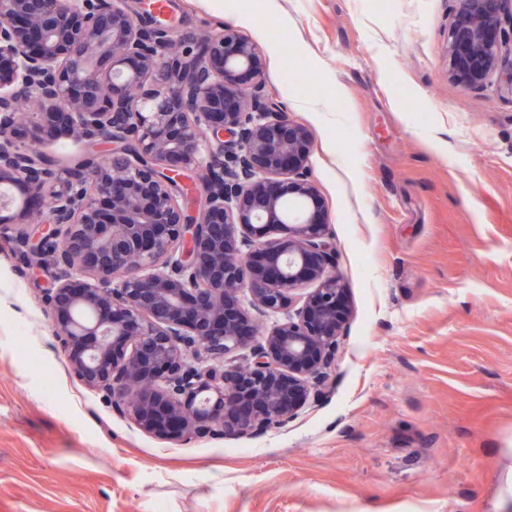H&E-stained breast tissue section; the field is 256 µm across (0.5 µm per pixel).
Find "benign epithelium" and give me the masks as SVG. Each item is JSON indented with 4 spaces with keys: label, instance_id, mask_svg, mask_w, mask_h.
Instances as JSON below:
<instances>
[{
    "label": "benign epithelium",
    "instance_id": "benign-epithelium-1",
    "mask_svg": "<svg viewBox=\"0 0 512 512\" xmlns=\"http://www.w3.org/2000/svg\"><path fill=\"white\" fill-rule=\"evenodd\" d=\"M135 2L0 0V238L53 267L54 338L115 410L186 444L258 436L328 392L349 316L311 136L266 101L262 52L237 29L176 51ZM453 2L451 74L480 89L502 0ZM63 138L115 147L61 178L22 146ZM244 294L283 318L238 366L226 357L255 337Z\"/></svg>",
    "mask_w": 512,
    "mask_h": 512
}]
</instances>
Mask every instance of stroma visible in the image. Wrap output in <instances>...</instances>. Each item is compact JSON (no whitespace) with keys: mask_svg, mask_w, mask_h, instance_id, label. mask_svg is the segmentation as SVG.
<instances>
[{"mask_svg":"<svg viewBox=\"0 0 512 512\" xmlns=\"http://www.w3.org/2000/svg\"><path fill=\"white\" fill-rule=\"evenodd\" d=\"M233 25L312 135L350 316L330 393L266 433L157 438L75 378L52 277L0 240V512H494L512 465V56L448 76L452 0H171ZM324 104L306 110V100Z\"/></svg>","mask_w":512,"mask_h":512,"instance_id":"stroma-1","label":"stroma"}]
</instances>
